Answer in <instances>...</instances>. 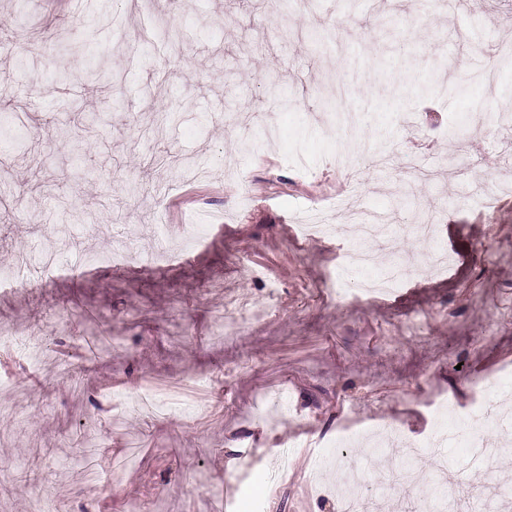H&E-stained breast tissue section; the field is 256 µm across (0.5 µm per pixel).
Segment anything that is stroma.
Returning a JSON list of instances; mask_svg holds the SVG:
<instances>
[{
    "label": "stroma",
    "instance_id": "stroma-1",
    "mask_svg": "<svg viewBox=\"0 0 512 512\" xmlns=\"http://www.w3.org/2000/svg\"><path fill=\"white\" fill-rule=\"evenodd\" d=\"M345 0H311L282 11L278 0H67L57 11L0 0L17 18L27 54L0 51V106L31 120L0 143V269L31 258L38 288L0 285V320L36 330L39 362L9 353L0 369V512H337L329 491L336 442L386 424L415 440L433 426L430 401L475 408L471 381L496 383L491 401L512 422V193L482 198L495 178L512 181V120L481 132L500 112L497 85L476 80L497 68L512 83V0H359L357 29L342 46L322 41ZM80 64L60 80L57 61ZM101 71L89 79V68ZM294 99L280 106L266 83ZM460 85L418 97L414 80ZM348 86L341 108L372 114L362 141L408 162L424 160L435 183L364 163L355 207L385 213L399 256L420 253L406 227L440 213L446 272L421 269L389 297L349 307L334 291L379 275L383 264L339 280L330 275L347 231L297 236L299 202L342 194L334 164L350 150L324 109ZM254 135L277 128L263 154L244 149L235 119ZM96 117L74 150L65 130ZM43 159L40 178L30 157ZM232 158L237 178L224 179ZM88 215L67 246L56 244L55 204ZM172 243L201 225L203 240L150 262L157 225ZM129 246L119 268L107 259ZM55 252L43 269L41 249ZM277 283L269 292L268 283ZM244 297L274 312L212 341L213 310ZM60 312L61 329L42 314ZM422 337L406 339L414 314ZM112 331L118 348L96 354L85 328ZM81 369L72 388L60 357ZM218 384L197 412L194 377ZM445 448L460 483L461 512L512 483V453L477 466L468 432L451 423ZM299 436L302 445L290 447Z\"/></svg>",
    "mask_w": 512,
    "mask_h": 512
}]
</instances>
